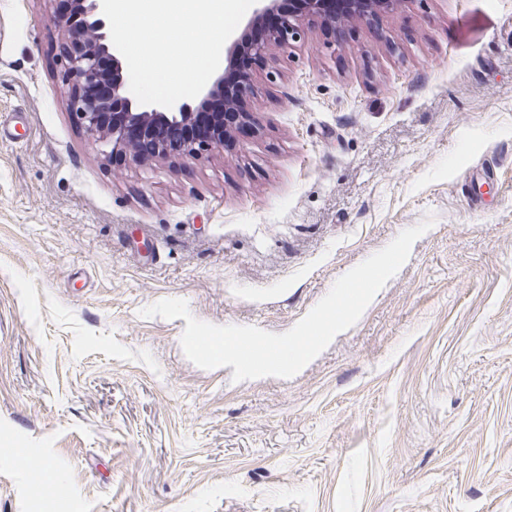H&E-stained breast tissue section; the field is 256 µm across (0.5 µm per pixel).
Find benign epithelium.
Masks as SVG:
<instances>
[{"label": "benign epithelium", "mask_w": 512, "mask_h": 512, "mask_svg": "<svg viewBox=\"0 0 512 512\" xmlns=\"http://www.w3.org/2000/svg\"><path fill=\"white\" fill-rule=\"evenodd\" d=\"M65 1L81 13L84 25L69 27L65 15L56 19L65 41L59 62L69 86L70 108L96 148L112 159L122 154L135 160L193 161L204 152L218 151L229 142V125L253 121L247 101L253 94L250 76L229 81L244 55L265 56L275 46L282 50L302 40L309 26L331 30L344 21L367 26L381 9L396 0H297L298 12L285 14L283 0H257L253 18L224 48L225 66L216 70L202 91L167 108L141 104L126 87L124 57L112 43L102 0ZM120 108L112 114L108 110Z\"/></svg>", "instance_id": "benign-epithelium-1"}]
</instances>
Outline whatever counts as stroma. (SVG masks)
I'll list each match as a JSON object with an SVG mask.
<instances>
[{"label":"stroma","instance_id":"1","mask_svg":"<svg viewBox=\"0 0 512 512\" xmlns=\"http://www.w3.org/2000/svg\"><path fill=\"white\" fill-rule=\"evenodd\" d=\"M50 11L0 0V512H512V0L312 27L253 68L256 129L146 164L95 156ZM428 218L293 377L140 315L287 332Z\"/></svg>","mask_w":512,"mask_h":512}]
</instances>
